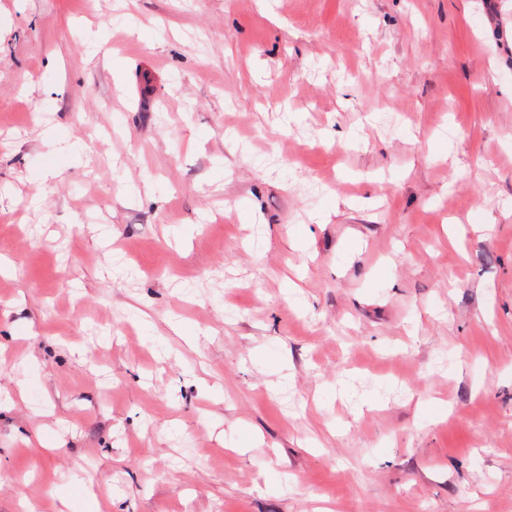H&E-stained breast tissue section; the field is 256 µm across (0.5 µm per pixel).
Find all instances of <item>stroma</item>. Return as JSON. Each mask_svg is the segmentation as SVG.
Wrapping results in <instances>:
<instances>
[{
  "instance_id": "stroma-1",
  "label": "stroma",
  "mask_w": 512,
  "mask_h": 512,
  "mask_svg": "<svg viewBox=\"0 0 512 512\" xmlns=\"http://www.w3.org/2000/svg\"><path fill=\"white\" fill-rule=\"evenodd\" d=\"M0 389V512H512V0H0Z\"/></svg>"
}]
</instances>
